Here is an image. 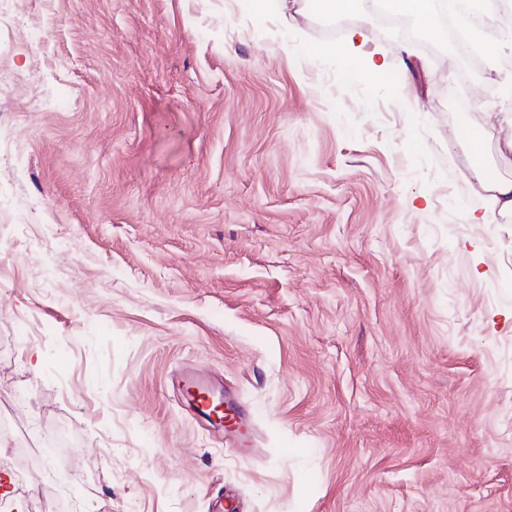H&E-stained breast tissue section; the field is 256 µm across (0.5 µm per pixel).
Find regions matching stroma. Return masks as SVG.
<instances>
[{
    "label": "stroma",
    "instance_id": "1",
    "mask_svg": "<svg viewBox=\"0 0 512 512\" xmlns=\"http://www.w3.org/2000/svg\"><path fill=\"white\" fill-rule=\"evenodd\" d=\"M504 58L311 0H12L7 512H512V216L468 221L470 130L512 178ZM188 370L250 447L194 416ZM179 385L185 386L187 391L194 390L197 393L194 401V408L197 417L200 420L214 423L224 427V409L223 405L226 406V411L232 413V418H238L236 438L240 448L249 447V431L245 425L242 414L240 413L236 404L224 395V390L221 387L216 386L212 381L202 379L196 376L194 373L187 371L181 374L179 379ZM222 407L221 410H217ZM214 415L219 418V421H215Z\"/></svg>",
    "mask_w": 512,
    "mask_h": 512
}]
</instances>
